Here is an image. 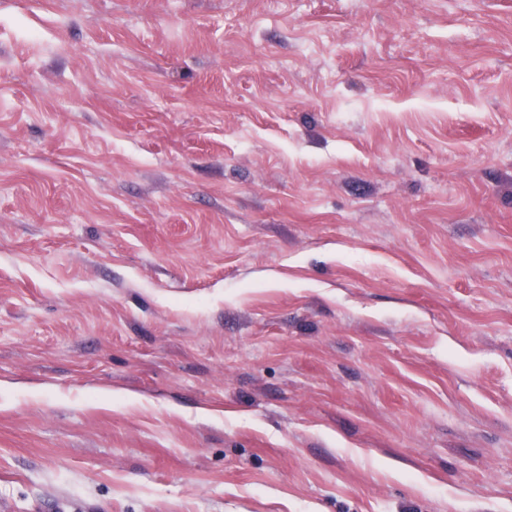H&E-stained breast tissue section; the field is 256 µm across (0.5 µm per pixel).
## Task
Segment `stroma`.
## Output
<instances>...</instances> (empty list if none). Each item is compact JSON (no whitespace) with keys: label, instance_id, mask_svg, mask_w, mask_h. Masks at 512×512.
I'll return each mask as SVG.
<instances>
[{"label":"stroma","instance_id":"stroma-1","mask_svg":"<svg viewBox=\"0 0 512 512\" xmlns=\"http://www.w3.org/2000/svg\"><path fill=\"white\" fill-rule=\"evenodd\" d=\"M0 512H512V0H0Z\"/></svg>","mask_w":512,"mask_h":512}]
</instances>
